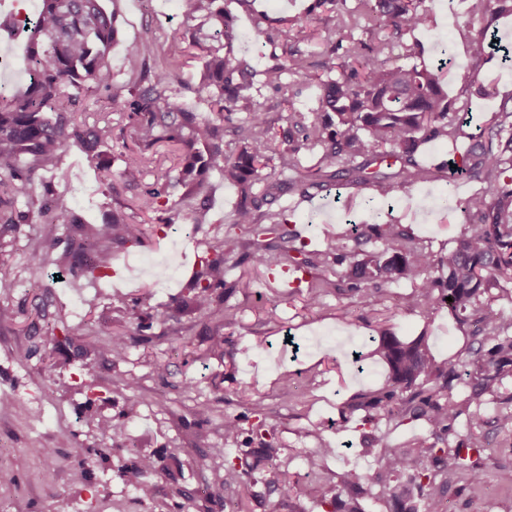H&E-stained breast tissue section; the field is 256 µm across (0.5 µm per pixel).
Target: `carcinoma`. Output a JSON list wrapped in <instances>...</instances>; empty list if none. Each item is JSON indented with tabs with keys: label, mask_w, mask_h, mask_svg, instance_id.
I'll return each instance as SVG.
<instances>
[{
	"label": "carcinoma",
	"mask_w": 512,
	"mask_h": 512,
	"mask_svg": "<svg viewBox=\"0 0 512 512\" xmlns=\"http://www.w3.org/2000/svg\"><path fill=\"white\" fill-rule=\"evenodd\" d=\"M109 2L114 0H40L31 18L18 12L0 16V32L23 34L28 40L25 91L0 95V226L30 224L35 212L43 244L53 249L58 225L79 220L67 207L40 200L37 182L47 172L58 175L61 158L73 144L89 158L97 157L112 141V114L120 108L133 124L135 144L120 155L117 172L107 166L99 169L102 184H110L114 176L137 183L145 168L160 166L174 155V182L202 196L187 218L206 224V177L215 170L240 187L234 223L252 234L256 266L270 272L280 264L266 256L260 241L274 234L288 244L285 259L298 269L331 260L342 267L336 283L324 278L307 282L309 306L318 305L327 289L334 288L375 309L386 301L388 287L405 281L415 288L418 306L427 311L446 308L458 324L472 326L465 361L472 371L467 373L469 392L463 396L455 392L460 374L436 361L425 337L405 341L387 328L379 329L371 356L387 366L385 382L367 400L347 405L351 414L364 411L362 422L372 426L363 452L375 467L342 469L328 488L292 481L280 472L276 481L284 492L325 512H363L359 497L368 486L377 489L389 512H443L445 494L455 480L484 483L486 463L474 430L485 424L486 404L512 403V393L503 391L504 380L512 377V315L496 305L512 283V104L504 102L479 133L464 130L471 91L465 87L461 96L448 99L442 86L445 64H426L420 42L412 38L432 23L425 0H311L304 18L258 14L255 29L265 42L275 46L282 36L291 41L284 59L261 71L237 59L233 47L232 7L249 10L253 0H179L188 24L185 33L167 43L159 63L151 42L127 43L128 69L122 78L107 59L120 36ZM506 14L512 15V0H468V23L480 24L466 40L473 65L481 66L497 53L503 62H512V47L496 42L491 31L494 17ZM322 15L328 35L323 49L314 54L301 45L315 39L310 21ZM194 59L201 62L197 93L207 105L201 118L185 107L176 88ZM287 74L315 80L319 95L310 111L288 113V127L279 134L269 125L258 97L264 88L284 90ZM85 98L98 104V117L91 124L76 118V105ZM235 112L246 116L234 126L237 152L226 155L224 121ZM430 141L448 145V162L474 185L460 203L463 229L439 257L416 246L410 229L392 220L354 224L324 250L310 251L289 229L285 211L264 208L285 183L306 198L312 188L356 182L390 201L427 178L417 155ZM307 151L318 153L317 162L304 179L288 177L299 172ZM274 157L273 174L262 176ZM383 165L388 171L381 170ZM168 186L164 174L134 206L154 213L173 210ZM143 235V225L114 210L103 226L71 243L70 266L91 275L102 272L110 267L112 253L98 240L137 243ZM238 244L237 238L224 235L214 254L200 261L194 277L199 314L233 320L216 289L224 287V253ZM13 283L12 272L1 265L0 323L14 318L8 302ZM110 336L95 353L123 357L124 334ZM117 385L132 393L126 411L130 421L141 404L137 383L120 375ZM463 415L468 433L460 435L454 424ZM383 417H396L401 424L422 420L425 428L409 442L394 444L378 430ZM83 425L102 438L126 428L98 412L87 414ZM150 472L147 458L119 469L124 484L145 498L151 495ZM234 485H246L245 472L229 463L222 487Z\"/></svg>",
	"instance_id": "cac0c4a2"
}]
</instances>
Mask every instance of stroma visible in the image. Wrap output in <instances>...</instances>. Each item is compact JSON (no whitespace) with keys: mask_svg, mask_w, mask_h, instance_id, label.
<instances>
[{"mask_svg":"<svg viewBox=\"0 0 512 512\" xmlns=\"http://www.w3.org/2000/svg\"><path fill=\"white\" fill-rule=\"evenodd\" d=\"M426 4L437 22L418 35L424 59L434 61L442 41L450 40L453 64L445 89L456 97L466 78L485 87V94L470 100L471 123L481 125L504 96L512 95V75L496 61L469 68L462 38L467 29L465 0ZM119 6L121 42L108 54L114 72L125 69L124 42L146 38L159 47L185 29L178 0H119ZM235 25L237 58L258 70L271 65L272 48L257 35L250 16L238 12ZM290 84L288 92L267 89L261 97L277 129L285 127L290 111L313 107L317 95L314 84L295 78ZM133 140L131 126H115L111 143L94 164L79 147H70L61 162L66 179L49 184L50 198L75 210L81 223L102 224L117 209L145 225L140 244L108 242L113 254L109 271L92 277L70 271L69 246L79 236L80 224L60 225L58 244L50 252L42 247L38 225L0 233V261L16 281L9 300L15 319L0 323V393L17 398L15 408L0 409V470L11 479L0 488V512H230L241 498L247 512H315L310 503L285 496L269 479L285 470L303 482L326 483L343 466L371 465V458L359 453L365 432L359 416L343 421L341 409L378 390L386 370L371 358L364 372H357L351 351L364 345L377 327L386 326L406 340L427 336L438 361L458 365L466 329L447 311L417 307L405 282L392 286L389 299L375 311L333 292L311 308L303 289L282 292L263 274L251 287H241L238 278L251 266L245 245L225 258V302L236 309L235 321L185 309L184 301L195 293L192 275L198 259L214 243L218 225L231 224L239 189L221 174L209 173L212 221L194 228L184 218L191 202L179 185L169 188L170 201L181 210L174 224L165 225L158 214L132 210L153 175L133 185L117 179L108 188L94 166L118 167L119 155ZM447 158V148L439 143L422 146L418 161L428 168L427 179L390 207L361 185L347 186L338 197L315 189L307 201L285 189L272 207L286 210L296 230L316 246L343 229L345 210L368 224L387 213L439 255L461 232L459 202L471 190L470 183L442 170ZM91 297L96 305L90 309L85 301ZM66 325L82 326L83 332L59 347L47 346L45 336ZM115 330L128 334L126 358L116 362L96 356L91 373H84L73 360L77 346L104 344ZM214 335L223 336V353L210 352ZM261 341L268 348L259 354L254 346ZM120 373L137 381L145 403L126 435L109 440L103 458L95 453L99 440L83 432V404L87 392H95L100 397L96 410L123 421L128 394L114 385ZM286 378L291 381L287 390L282 387ZM255 400L262 401L266 418L252 412ZM202 405L208 406V415H199ZM499 410L496 404L488 407L487 422L477 433L491 477L477 488H449L448 512H512V487L493 477L512 468V433L496 426ZM228 416L241 425L236 441L229 444L224 441ZM320 436L339 448L338 456L315 458ZM269 445L274 456L261 459L262 448ZM43 448L53 449V457L40 456ZM146 456L154 467L152 494L145 499L122 482L118 470ZM229 460L250 470L246 488L218 490ZM80 468L86 469L87 478L77 483L73 473Z\"/></svg>","mask_w":512,"mask_h":512,"instance_id":"1","label":"stroma"}]
</instances>
